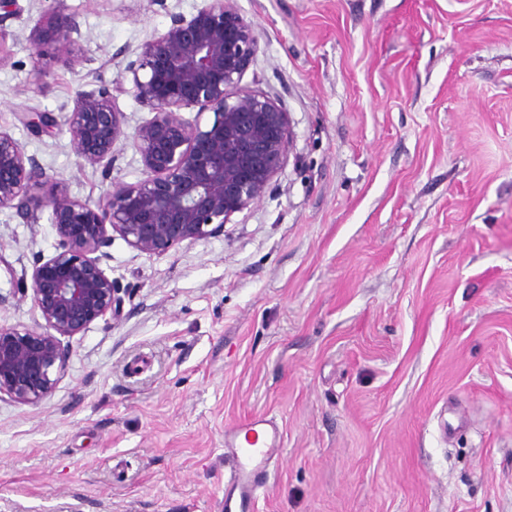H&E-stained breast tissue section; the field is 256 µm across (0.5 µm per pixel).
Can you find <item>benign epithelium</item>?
Masks as SVG:
<instances>
[{
  "instance_id": "7a95c632",
  "label": "benign epithelium",
  "mask_w": 512,
  "mask_h": 512,
  "mask_svg": "<svg viewBox=\"0 0 512 512\" xmlns=\"http://www.w3.org/2000/svg\"><path fill=\"white\" fill-rule=\"evenodd\" d=\"M20 12L16 0H0V49L4 22ZM27 40L36 55L56 46L67 68L86 61L78 17L60 10L40 16ZM258 52L255 24L235 0H204L191 18L171 16L170 26L142 44L137 59L119 72L113 87L80 92L67 121L77 156L112 171L127 138L118 94L131 95L153 116L132 136L143 167L134 184L118 179L96 202L57 189L45 197L59 237L56 252L37 256L32 302L44 320L36 332L0 325V395L36 405L52 394L69 351L59 337L121 315L120 289L110 278L103 251L108 231L145 253L165 254L185 241L210 237L230 218L259 201L283 169L292 130L275 98L240 86ZM195 111L192 119L182 115ZM21 121L50 133L44 112H22ZM47 181L38 160L0 130V209L34 221L30 189Z\"/></svg>"
}]
</instances>
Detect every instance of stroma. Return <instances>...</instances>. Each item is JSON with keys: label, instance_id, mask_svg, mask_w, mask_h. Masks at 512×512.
Returning a JSON list of instances; mask_svg holds the SVG:
<instances>
[{"label": "stroma", "instance_id": "obj_1", "mask_svg": "<svg viewBox=\"0 0 512 512\" xmlns=\"http://www.w3.org/2000/svg\"><path fill=\"white\" fill-rule=\"evenodd\" d=\"M0 130L70 196L111 178L66 131L172 14L202 0H18ZM259 49L242 87L290 115L289 159L223 233L163 255L113 236L120 318L65 338L37 405L0 399V512H224V435L283 433L254 512H512V0H236ZM77 14L87 62L27 35ZM46 112L37 134L19 118ZM0 210V324L58 237Z\"/></svg>", "mask_w": 512, "mask_h": 512}]
</instances>
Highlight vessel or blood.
Listing matches in <instances>:
<instances>
[{
    "label": "vessel or blood",
    "mask_w": 512,
    "mask_h": 512,
    "mask_svg": "<svg viewBox=\"0 0 512 512\" xmlns=\"http://www.w3.org/2000/svg\"><path fill=\"white\" fill-rule=\"evenodd\" d=\"M281 443L282 434L277 425L262 417L250 419L244 426L243 436L225 437L224 445L233 465L224 493L225 507L253 512L258 480L266 473Z\"/></svg>",
    "instance_id": "obj_1"
}]
</instances>
